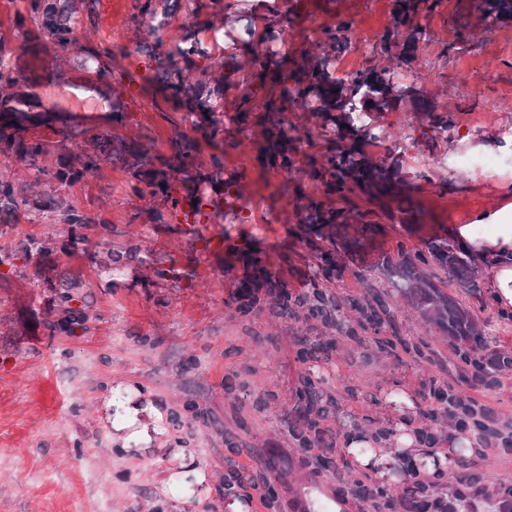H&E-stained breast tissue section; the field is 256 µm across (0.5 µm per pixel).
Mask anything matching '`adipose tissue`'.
Instances as JSON below:
<instances>
[{
    "mask_svg": "<svg viewBox=\"0 0 512 512\" xmlns=\"http://www.w3.org/2000/svg\"><path fill=\"white\" fill-rule=\"evenodd\" d=\"M511 201L506 205L477 215L474 223L456 224L451 228L454 240L485 266L489 294L500 309L512 308V184L506 188ZM390 410L385 419L388 430L394 431L400 456L384 453L376 441L362 432L347 434L343 444L354 464L369 471L378 480H393L400 457L425 466L446 461L444 451L421 442L415 422L417 401L394 389L388 397Z\"/></svg>",
    "mask_w": 512,
    "mask_h": 512,
    "instance_id": "1",
    "label": "adipose tissue"
}]
</instances>
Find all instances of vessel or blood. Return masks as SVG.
Listing matches in <instances>:
<instances>
[{
	"label": "vessel or blood",
	"mask_w": 512,
	"mask_h": 512,
	"mask_svg": "<svg viewBox=\"0 0 512 512\" xmlns=\"http://www.w3.org/2000/svg\"><path fill=\"white\" fill-rule=\"evenodd\" d=\"M284 512H364L365 506L335 481L316 474L301 480L283 482ZM398 496L403 512H425L427 502H434L435 512H512L511 500L489 501L478 493L457 489L438 490L431 485L402 487Z\"/></svg>",
	"instance_id": "obj_1"
}]
</instances>
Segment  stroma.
<instances>
[{
	"label": "stroma",
	"mask_w": 512,
	"mask_h": 512,
	"mask_svg": "<svg viewBox=\"0 0 512 512\" xmlns=\"http://www.w3.org/2000/svg\"><path fill=\"white\" fill-rule=\"evenodd\" d=\"M145 2L84 0L78 48L52 47L43 54L47 78L37 92L44 104L97 116L106 132L113 122L103 117L100 94L119 95L121 134L139 140L156 164L169 155L174 130L185 126L168 74L173 42H193L216 25L242 34L258 18L263 31H281V51L292 64L314 51L317 25H340L348 41L361 37L371 47L364 60L350 49L338 56L337 66L356 72L378 63L375 47L393 29L396 8V0H153L166 25L150 35L139 24ZM421 20L430 40L407 69L453 124L430 139L405 101L375 119L379 138L369 151L376 158L402 155L415 174L412 199L426 226L469 224L499 205L502 185L499 177L473 170L469 158L484 145L502 143L507 150L501 158L512 171V21L484 32L475 0H444ZM42 25L31 0H0V56L15 58L23 32ZM255 50L243 35L209 49L214 74L232 79L207 103L223 113L224 137L201 143L199 159L220 157L224 178L237 180L252 223L265 227L256 250L291 286L315 267L305 241L288 232L295 221L293 184L286 173L262 167L254 139L240 133L237 120V84L249 78ZM89 51L107 54L96 93L80 87ZM133 185L120 165L105 162L74 186L44 184L55 207L0 212V256L21 251L32 239L53 244L28 265L0 266V512H228L230 499L246 498L256 487L280 495L273 448L349 492L366 482L376 492L373 512H402L397 489L408 482L406 471L398 472L396 485L383 487L355 471L317 463L301 448L291 425L306 374L333 398L321 426L340 438L352 429L383 432L381 409L395 382L416 397L423 425L434 380L512 418V369L497 370L494 386L477 382L458 345L424 328L406 307L396 308L393 328L355 335L350 318L333 330L267 308L242 319L225 249L204 250L178 233L162 219L166 204L140 199ZM347 206L381 225L377 248L418 247V237L364 198L351 196ZM71 210L85 224L66 223ZM64 242L71 247L66 255L59 250ZM156 266L174 269L175 279H156ZM63 267L81 282L94 320L89 331L54 336L47 324L59 316L55 290ZM354 269L346 264L325 283V293L340 298L386 291L382 275L369 271L358 279ZM446 288L486 330L484 356L512 358V318L501 314L486 288L472 292L451 281ZM396 334L422 344V354L395 355L384 342ZM306 346L317 353L304 363L298 352ZM132 390L159 409V431L138 451L118 453L112 402ZM185 449L192 456L184 460ZM467 460L465 468L443 476L418 468V477L438 488L476 486L489 500L512 489V447ZM236 462L251 469L252 484H237ZM180 467L204 471L207 479L176 481Z\"/></svg>",
	"instance_id": "obj_1"
}]
</instances>
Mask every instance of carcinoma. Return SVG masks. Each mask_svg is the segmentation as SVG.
I'll return each instance as SVG.
<instances>
[{
    "mask_svg": "<svg viewBox=\"0 0 512 512\" xmlns=\"http://www.w3.org/2000/svg\"><path fill=\"white\" fill-rule=\"evenodd\" d=\"M35 11L45 18L44 34L28 31L20 45V56L36 59L43 51V37L66 50L76 43L71 28V19L78 16L77 0H32ZM443 0H398L394 18L393 37H384L381 52L391 53V39H403V54L413 53L419 43L428 39V33L420 24L423 11H431L442 5ZM481 25L491 32L503 22L512 20V0H480ZM342 27L334 30L322 29L325 39L318 42L319 52L305 60L298 70L284 67L277 53L254 63V75L260 83L271 79L276 93L262 103V113L255 124L261 127L264 144L261 161L269 169L283 170L291 181L306 180L319 197L309 198L297 207L298 234L311 244L323 242L320 249V264L310 279L313 301L303 303L288 293L283 285L272 281L268 266L253 257L248 250L236 252L238 262L243 264L244 278L238 282L236 293L237 312L247 317L261 303L272 306L283 316L299 314L307 320L329 322L332 314L355 311L360 315L358 325L378 331L393 323L394 313L390 305L378 294L370 292L363 297L338 300L328 299L321 291L320 281L331 280L340 272L338 255L351 262L362 260L366 241L376 234L379 226L350 214L342 203L349 196L360 192L367 200L377 201L388 207L398 204L397 210L389 212L391 219L398 220L409 233L422 230L419 213L407 202L413 184L406 177L400 158L375 159L366 151V146L376 139L370 123L358 119L357 112L371 119L383 112L397 109L404 99L418 102L426 125L433 131H448V116L435 114L419 97L415 82H409L393 66L363 70L347 78L334 76L332 69L336 54L348 48V41L341 35ZM42 75L27 63L14 70L10 63L0 58V157L20 163L33 171V180L25 182L29 196L18 193L11 181L0 180V203L7 209L23 204L30 206V198L36 197V207H52L55 201L44 196L39 187L44 182L75 184L93 172L102 161L119 163L126 168L137 184L133 190L141 196L160 198L169 205V218L177 224L181 234L204 245L219 237L227 240L224 231L216 233L210 227L229 222L246 224L250 218L243 216L249 206L242 200L238 183L224 180L220 173H206L194 167L193 161L199 151V140L212 143L224 136L223 116L218 112L206 114V125L194 120V103L200 95L199 86L182 82L185 98L179 106L186 109L183 120L190 121L191 132H177L169 141L170 156L163 167L151 170L148 152L136 144H124L117 139L118 147L92 136L86 140L87 147L76 153H58L54 162L43 166L40 161L50 150L40 139L30 140L25 133L40 127L51 128L59 123L58 133L63 139L70 138L72 130L84 124H93L97 117L63 112L55 107H45L37 95L31 92ZM257 89L246 82L241 93V109L238 122L243 123L255 109ZM302 106L312 109L315 122L299 129L288 122L286 112ZM311 142L315 139L331 144L327 152L308 155L302 166L296 165L297 143L300 138ZM182 175V182L194 181L192 188L181 197L172 196L173 181ZM46 250L41 241H32L22 252L6 259L0 265H13L19 259L27 261L32 252ZM440 268L450 279L464 288H476L474 260L469 253L448 236L444 228L421 239L420 247L408 252L399 247L394 251H378L370 270L379 271L396 290L400 298L417 313L420 320L438 330L441 335L454 342L480 344L482 329L470 312L448 291L438 285L431 273L433 267ZM73 275L61 274L57 292L58 306L62 317L49 324L54 332L72 335L75 330H85L88 315L80 306L82 298L75 291ZM304 422L317 427L319 422L312 417L318 401L313 381L306 376L299 390Z\"/></svg>",
    "mask_w": 512,
    "mask_h": 512,
    "instance_id": "1",
    "label": "carcinoma"
}]
</instances>
